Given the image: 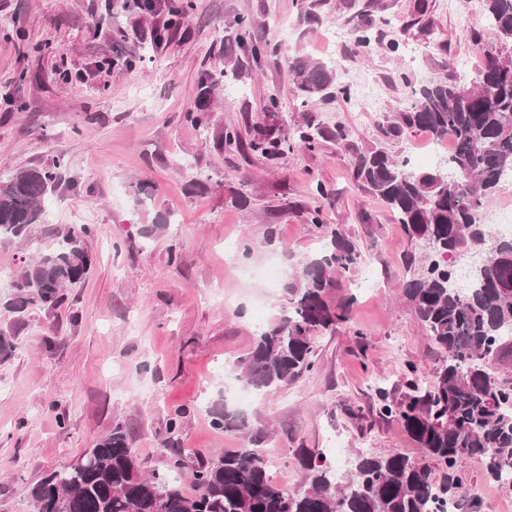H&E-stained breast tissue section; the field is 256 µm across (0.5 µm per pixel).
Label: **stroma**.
<instances>
[{"instance_id": "obj_1", "label": "stroma", "mask_w": 512, "mask_h": 512, "mask_svg": "<svg viewBox=\"0 0 512 512\" xmlns=\"http://www.w3.org/2000/svg\"><path fill=\"white\" fill-rule=\"evenodd\" d=\"M194 4L157 44L163 18L141 13L136 0H0V174L62 155L74 181L26 237L0 238V265L18 269L67 229H93L89 276L65 288L56 309L28 310L13 355L0 363V512H34L30 486L117 424L147 473L165 471L173 448L209 459L243 446V437L213 427L208 408L251 348L257 318L280 320L295 267L320 251L305 222L317 207L360 254L332 293L350 299L348 320L315 335V370L262 394L248 421L266 429L264 452L284 460L272 476L291 490L299 487L298 448L339 447L349 460L396 448L425 460L400 422L380 415L372 391L377 384L399 396L407 366L428 379L443 360L398 288L409 255L421 249L352 172L357 154L373 147L396 158L428 149L425 133L393 136L382 126L411 106L414 88L457 77L458 59L481 64L470 32L482 23L483 0H318L322 22L312 27L300 18V0ZM378 10L388 25L368 55L355 54L352 16ZM238 15L256 19L275 53L201 98L198 75L224 69V40ZM392 41L398 52L389 51ZM299 53L334 62L345 84L369 75L376 107L318 104L324 136L312 152L274 160L219 153L230 125H273L289 137L303 126L286 66ZM273 93L279 107L271 113ZM186 112L201 113L203 123H184ZM339 126L346 139L334 138ZM198 180L206 191L193 189ZM317 181L332 189L330 199L312 191ZM160 214L171 220L168 234L146 236ZM173 237L182 246L177 261L168 254ZM243 240L250 254L240 251ZM457 469L480 512H512V490L490 479L482 460L461 457Z\"/></svg>"}]
</instances>
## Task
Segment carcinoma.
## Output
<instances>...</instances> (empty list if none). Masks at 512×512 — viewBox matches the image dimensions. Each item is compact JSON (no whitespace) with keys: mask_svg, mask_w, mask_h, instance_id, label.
<instances>
[{"mask_svg":"<svg viewBox=\"0 0 512 512\" xmlns=\"http://www.w3.org/2000/svg\"><path fill=\"white\" fill-rule=\"evenodd\" d=\"M147 15L162 13L166 27H178L194 9L193 0H141ZM485 25L473 29L472 39L484 61L469 87L453 78H436L414 91L411 107L393 117L386 132L417 129L432 138H451L455 151L446 163L418 168L407 158L382 150L359 153L355 182L386 203L403 225L409 240L426 247L423 271L404 283L403 294L438 349L443 364L431 382H418L416 369L406 371V391L398 398L375 389L379 413L395 417L417 447L448 473L438 481L428 466H420L394 449L360 455L345 483L336 481L323 453L295 449L303 489L290 491L268 473L260 445L266 436L247 417L219 400L209 408L213 426L241 433L240 448H226L211 460L187 467L185 451L175 452L166 474H143L130 446L127 429L117 424L94 448L93 463L73 489L56 487L50 472L30 489L35 512H449L461 509L457 495L465 494L455 474L459 457L483 459L489 477L512 488V384L497 379L481 360H499L512 349V237L494 232L484 220L487 198L512 172V0H485ZM383 18L358 16L353 26L356 52L376 39L374 28ZM228 61L232 71L261 66L267 44L256 35L255 20L239 15ZM288 74L302 106L340 97L351 101V89L339 83L336 67L299 54L288 60ZM227 71L205 70L199 85L204 93L220 84ZM314 117L306 116L297 140L255 126L244 137L235 127L224 128L222 148L246 154L276 156L302 147L316 149ZM68 161L58 156L47 166H32L0 179V237L22 238L30 226L45 219V202L64 181ZM464 182L458 189L450 180ZM305 221L320 230L325 246L294 271L287 289L286 313L280 321L257 332L249 352L237 361L239 380L253 391L293 383L316 368L312 334L336 330L347 319L350 302L333 303L338 277L357 265L354 244L327 224L315 208ZM91 228L69 229L56 248L24 263L13 273L5 309L13 324L0 329V362L14 351L16 324L35 307L55 308L62 289L84 281L91 259L84 238ZM473 251L483 263L466 283L452 282L454 260ZM195 486L188 495L183 478Z\"/></svg>","mask_w":512,"mask_h":512,"instance_id":"carcinoma-1","label":"carcinoma"}]
</instances>
